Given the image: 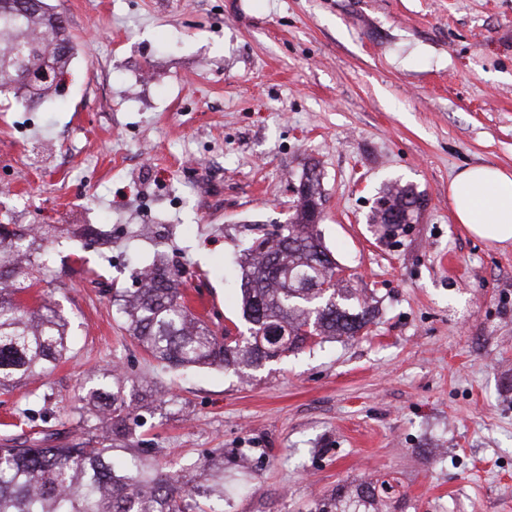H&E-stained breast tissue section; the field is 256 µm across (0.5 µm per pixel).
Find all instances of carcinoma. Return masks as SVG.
I'll use <instances>...</instances> for the list:
<instances>
[{"instance_id": "carcinoma-1", "label": "carcinoma", "mask_w": 512, "mask_h": 512, "mask_svg": "<svg viewBox=\"0 0 512 512\" xmlns=\"http://www.w3.org/2000/svg\"><path fill=\"white\" fill-rule=\"evenodd\" d=\"M10 47L0 58V93L26 103L56 94L57 76L73 57L74 47L60 13L48 0L26 5L0 0V44ZM47 70L51 78L34 79ZM423 195L411 185L393 184L369 218L387 234L400 220L415 215ZM322 193L316 168L306 170V194L298 201L276 239L247 249L243 260L242 319L246 330L230 338L218 334L185 302L186 271L163 256L130 270L139 283L113 296L126 330L168 370L186 372L204 366L233 369L237 374L301 350L327 337L359 334L371 322L370 308L348 305L353 292L336 294V262L323 245L314 210ZM59 233L57 224L25 228L0 224V392L20 382L42 378L65 356L70 320L50 298L32 295L45 281L46 245ZM117 367L97 378L80 397L93 407L80 414L89 428L126 441L136 435L135 418ZM113 448H81L58 442L46 430L19 441L0 440V512H206L199 499L224 501V465L202 463L203 482L188 485L178 471H160L147 462L148 449L136 448L114 464Z\"/></svg>"}]
</instances>
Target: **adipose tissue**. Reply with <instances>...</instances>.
Segmentation results:
<instances>
[{"mask_svg":"<svg viewBox=\"0 0 512 512\" xmlns=\"http://www.w3.org/2000/svg\"><path fill=\"white\" fill-rule=\"evenodd\" d=\"M456 223L487 244L512 245V171L475 165L458 171L448 184Z\"/></svg>","mask_w":512,"mask_h":512,"instance_id":"ef3b65f1","label":"adipose tissue"}]
</instances>
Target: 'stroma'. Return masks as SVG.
Listing matches in <instances>:
<instances>
[{
  "instance_id": "stroma-1",
  "label": "stroma",
  "mask_w": 512,
  "mask_h": 512,
  "mask_svg": "<svg viewBox=\"0 0 512 512\" xmlns=\"http://www.w3.org/2000/svg\"><path fill=\"white\" fill-rule=\"evenodd\" d=\"M50 2L77 54L43 104L0 95V224L61 225L48 288L73 331L47 378L0 394V435L88 441L81 388L117 360L151 462L223 458L224 512H512V246L448 201L459 169H512V0ZM310 164L368 331L245 379L162 368L112 305L130 268L160 247L208 322L239 321L238 261ZM396 181L427 205L388 239L368 216ZM77 224L111 227V261L75 259Z\"/></svg>"
}]
</instances>
